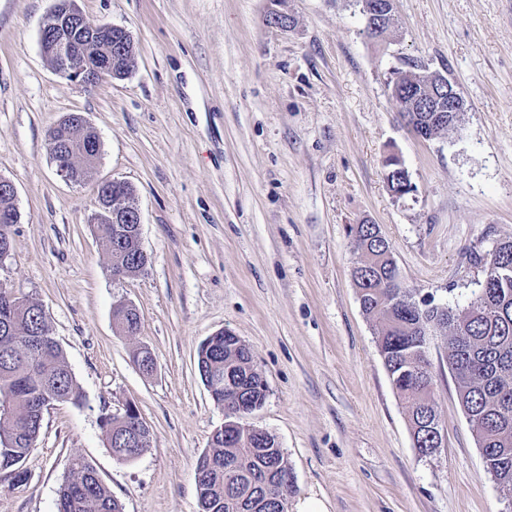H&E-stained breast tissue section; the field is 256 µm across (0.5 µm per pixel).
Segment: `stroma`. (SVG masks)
<instances>
[{
    "mask_svg": "<svg viewBox=\"0 0 512 512\" xmlns=\"http://www.w3.org/2000/svg\"><path fill=\"white\" fill-rule=\"evenodd\" d=\"M54 3L0 0V177L21 213L0 280L43 305L84 400L48 407L26 480L0 471V512H56L76 456L124 512H198L197 462L225 415L197 352L223 329L267 383L250 423L283 449L295 499L327 512H502L440 331L429 358L444 445L418 456L358 300L349 227L379 225L418 296L474 298L494 246L512 241V0H396L374 42L357 0H78L89 23L134 44L130 74L92 87L41 53ZM397 69L451 78L460 124L426 141L408 130L390 92ZM71 113L101 144L79 184L47 150ZM391 151L412 195L388 189ZM111 179L136 191L150 258L124 281L90 222ZM121 303L137 309V335L114 332ZM144 348L149 374L135 362ZM129 404L152 441L120 462L101 419Z\"/></svg>",
    "mask_w": 512,
    "mask_h": 512,
    "instance_id": "obj_1",
    "label": "stroma"
}]
</instances>
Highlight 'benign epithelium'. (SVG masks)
<instances>
[{
	"label": "benign epithelium",
	"instance_id": "1",
	"mask_svg": "<svg viewBox=\"0 0 512 512\" xmlns=\"http://www.w3.org/2000/svg\"><path fill=\"white\" fill-rule=\"evenodd\" d=\"M395 0H362L360 11L366 26L378 31L392 23ZM117 26H95L86 21L76 5V0H55L52 12L40 27L39 43L44 57L61 75L84 85H95L113 77L112 52L89 54L88 48L112 42V31ZM393 97L399 104L403 116L413 133L424 140L437 136L436 127L457 124L464 111L463 99L458 95L454 83L447 78L429 79L422 85L399 83L393 86ZM410 112H433L434 123L416 125L410 121ZM53 164L57 176L66 183L78 184L66 153L52 145ZM123 185L121 180H105L99 183V194L94 199L92 223L97 224L105 216L117 224L115 239L124 234L141 233V212L136 208L127 212L118 205L122 196L113 193Z\"/></svg>",
	"mask_w": 512,
	"mask_h": 512
}]
</instances>
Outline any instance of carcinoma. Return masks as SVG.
Wrapping results in <instances>:
<instances>
[{
    "label": "carcinoma",
    "mask_w": 512,
    "mask_h": 512,
    "mask_svg": "<svg viewBox=\"0 0 512 512\" xmlns=\"http://www.w3.org/2000/svg\"><path fill=\"white\" fill-rule=\"evenodd\" d=\"M115 78L131 72L134 46L130 36L119 42ZM78 116L70 115L52 128L57 141L79 169L96 161L89 149L94 134L69 133ZM109 260L129 264L143 260L139 241L128 236L112 251L114 225L97 224ZM350 234L361 251L354 279L363 313L379 327L378 352L393 389L409 407L414 448L422 457L436 453L440 433L439 408L433 400L435 376L429 359L430 333L459 329L464 340L453 346L454 379L460 405L476 433L487 473L512 505V241L496 259V271L483 293L457 309L416 299L409 288H389L395 273L392 249L372 224H353ZM26 314L7 318L8 300L0 295V407L14 404L12 417L0 419V470L17 474L36 445L44 403H82L83 392L68 368L60 346L51 336L42 305L27 300ZM197 368L201 378H218L224 390L212 396L224 406V430H216L209 448L199 457L196 485L200 512H287L279 485L293 479L283 449L266 431H255L246 416L224 397L237 396L250 406H262L266 383L254 368L250 350L235 336H215L200 345ZM139 414L106 415V440L123 452L121 436L135 429ZM57 512H123L122 505L83 457L75 456L58 491Z\"/></svg>",
    "instance_id": "1"
}]
</instances>
